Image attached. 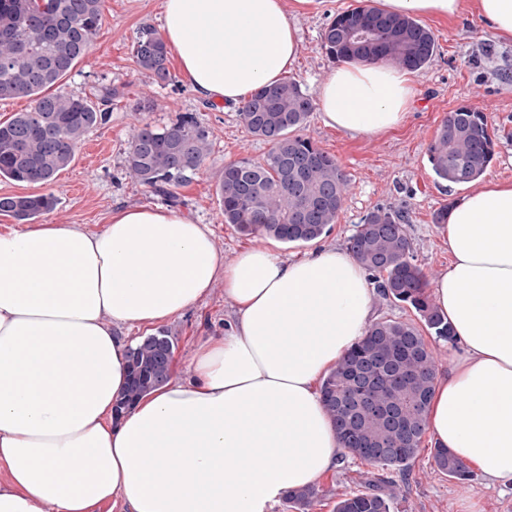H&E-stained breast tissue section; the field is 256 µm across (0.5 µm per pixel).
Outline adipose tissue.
Listing matches in <instances>:
<instances>
[{
	"label": "adipose tissue",
	"mask_w": 512,
	"mask_h": 512,
	"mask_svg": "<svg viewBox=\"0 0 512 512\" xmlns=\"http://www.w3.org/2000/svg\"><path fill=\"white\" fill-rule=\"evenodd\" d=\"M161 36L191 90L240 104L295 64L283 0H164ZM409 72L346 62L320 84L325 126L354 136L404 120ZM451 260L432 297L462 349L436 379L427 426L492 483L512 484V183L455 197ZM234 322L191 375L115 415L126 337L192 307L216 279ZM375 290L350 251L224 264L206 225L128 207L99 232L36 224L0 233V512H272L342 452L319 382L371 327Z\"/></svg>",
	"instance_id": "adipose-tissue-1"
}]
</instances>
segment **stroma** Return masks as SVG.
I'll return each instance as SVG.
<instances>
[{
    "instance_id": "1",
    "label": "stroma",
    "mask_w": 512,
    "mask_h": 512,
    "mask_svg": "<svg viewBox=\"0 0 512 512\" xmlns=\"http://www.w3.org/2000/svg\"><path fill=\"white\" fill-rule=\"evenodd\" d=\"M380 0H322L314 11L295 15L298 55L290 78L308 92L334 69L321 45L320 33L338 13ZM163 0H105L104 22L88 53L65 79L66 90L91 94L103 85L118 87L106 124L90 132L72 163L47 186L0 179V196L51 193L58 200L53 211L41 216L44 224H79L102 230L112 211L130 206L160 207L164 201L129 177L124 160L136 131L146 124L163 126L184 113L193 114L210 132L205 168L178 195L183 212L207 225L224 263L248 248H271L283 259L307 255V244H283L272 239L246 237L224 221L216 195V181L225 164L244 158L260 160L269 151L262 140L245 129L237 107L214 105L197 96L185 83L177 61H170L173 76L166 85L154 84L137 68L133 40L139 26L160 25ZM438 51L433 64L417 74L416 95L404 122L377 135L352 137L324 126L312 112L306 133L324 151L334 155L348 179L343 207L324 244L346 246L360 219L383 206L405 211L406 226L418 264L428 280H435L450 260L435 212L463 193L460 185L437 181L427 161V148L448 112L467 105L483 112L495 136L496 155L484 181L512 182V42L500 40L492 26L475 11L473 0L453 18H425ZM236 304L216 281L208 294L182 316L164 327L178 338L173 378L190 374L198 346L223 334ZM430 437L408 469L406 481L395 487V512H512V487L492 485L486 478L461 482L441 473L432 457ZM367 467L343 454L336 468L318 483L321 495L311 512H334L340 494L360 490Z\"/></svg>"
}]
</instances>
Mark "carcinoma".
<instances>
[{
	"label": "carcinoma",
	"instance_id": "carcinoma-1",
	"mask_svg": "<svg viewBox=\"0 0 512 512\" xmlns=\"http://www.w3.org/2000/svg\"><path fill=\"white\" fill-rule=\"evenodd\" d=\"M103 0H0V99L25 96L32 106L0 122V178L47 185L73 160L85 135L109 119L116 88L87 95L68 92L63 80L89 51L102 25ZM375 31L358 42L357 27ZM321 48L332 61H385L423 72L436 57L432 31L410 15L359 6L336 16L322 30ZM133 56L155 83L172 81L168 49L148 23L136 32ZM314 110L313 96L293 80L254 91L239 106L247 131L268 143L260 161L241 159L224 167L217 198L224 223L241 234L307 244L336 223L348 189L336 157L303 134ZM209 131L194 116L163 126H142L126 155L128 174L156 194L177 202V189L205 165ZM495 155L484 113L460 106L448 113L427 149L440 182L478 181ZM51 194L1 196L0 212L31 222L52 210ZM405 212L378 207L348 239V249L368 271L380 298L413 310L426 331L455 343L448 321L428 292L408 238ZM177 337L166 330L142 338L129 354L128 381L116 410L169 381ZM436 380L434 357L419 328L383 319L356 343L321 383L325 406L341 447L370 467L365 490L338 497L335 512H393L395 481L405 472L427 432L426 410ZM436 467L458 481H473L467 463L448 449H433ZM315 486L289 491L285 503L308 512Z\"/></svg>",
	"mask_w": 512,
	"mask_h": 512
}]
</instances>
